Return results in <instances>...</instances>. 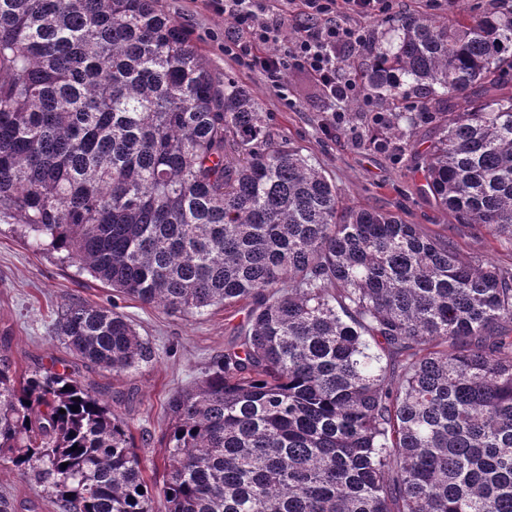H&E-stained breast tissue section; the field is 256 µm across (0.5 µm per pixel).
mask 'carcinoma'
<instances>
[{"label":"carcinoma","instance_id":"1","mask_svg":"<svg viewBox=\"0 0 512 512\" xmlns=\"http://www.w3.org/2000/svg\"><path fill=\"white\" fill-rule=\"evenodd\" d=\"M398 31L364 78L413 112L370 143L439 122L421 191L512 255V12ZM0 223L173 315L250 303L168 401V512H512V263L348 206L156 0H0ZM53 333L116 376L156 357L103 306ZM3 468L60 512H152L130 421L65 359L0 356Z\"/></svg>","mask_w":512,"mask_h":512}]
</instances>
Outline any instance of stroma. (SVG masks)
<instances>
[{
  "label": "stroma",
  "mask_w": 512,
  "mask_h": 512,
  "mask_svg": "<svg viewBox=\"0 0 512 512\" xmlns=\"http://www.w3.org/2000/svg\"><path fill=\"white\" fill-rule=\"evenodd\" d=\"M158 7L185 30L216 78H230L253 92L275 137L299 148L325 170L348 205L389 211L407 223L448 234L464 255L503 258V251L489 236L456 223L421 192L415 157L437 137L436 125L420 126L415 143L397 151L369 147L374 131L370 112L354 110L344 124L330 125L324 98L306 70H291L287 90L280 95L257 75L230 63L224 56V30L229 23L202 0H158ZM490 9V0L443 2L437 7L429 0H395L391 15L368 21L367 26L378 42L385 43L395 36L394 19L405 15L448 21ZM75 301L114 305L157 350L156 358L139 370L116 376L108 370L85 369L81 376L105 395H124L122 412L148 440L139 450L147 476L161 480L165 455L160 439L169 420V398L204 378L223 355L225 343L249 306L240 304L233 315L220 307L200 316L172 315L161 307L117 295L61 253L37 247L19 225L0 224V355L8 356L20 372L67 358V350L51 334L58 310Z\"/></svg>",
  "instance_id": "35a3bbf8"
}]
</instances>
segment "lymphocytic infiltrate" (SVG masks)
<instances>
[{"mask_svg":"<svg viewBox=\"0 0 512 512\" xmlns=\"http://www.w3.org/2000/svg\"><path fill=\"white\" fill-rule=\"evenodd\" d=\"M231 27L224 33V55L237 66L261 76L282 92L288 70L309 71L332 106L331 123L344 122L351 101L369 103L356 79L340 73L336 60L370 44L363 19L390 14L393 0H300L304 18L295 37H287L288 5L269 0H208Z\"/></svg>","mask_w":512,"mask_h":512,"instance_id":"1","label":"lymphocytic infiltrate"}]
</instances>
